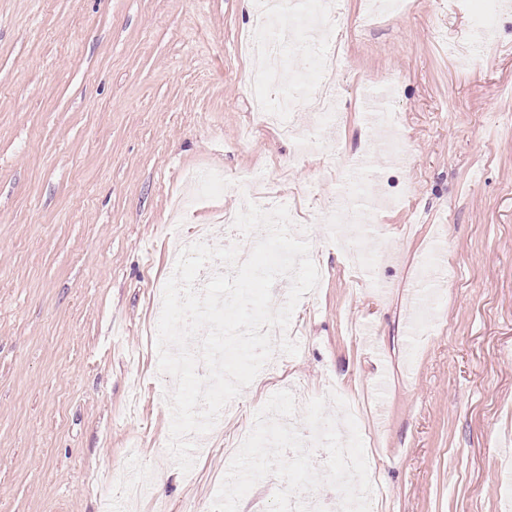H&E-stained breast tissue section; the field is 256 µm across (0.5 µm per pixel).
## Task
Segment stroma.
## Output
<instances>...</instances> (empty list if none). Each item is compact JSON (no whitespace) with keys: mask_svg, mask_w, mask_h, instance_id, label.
<instances>
[{"mask_svg":"<svg viewBox=\"0 0 512 512\" xmlns=\"http://www.w3.org/2000/svg\"><path fill=\"white\" fill-rule=\"evenodd\" d=\"M336 2L344 118L300 157L248 127L250 72L301 62L240 53L244 0H0V512H199L271 395L334 384L372 394L358 427L379 512L512 505V14L475 61L452 47L486 0H412L358 30L361 0ZM387 83L412 163L373 159L397 199L368 241L387 255L380 297L321 218L373 133L364 94ZM212 168L223 182L174 212L185 173ZM245 174L297 211L325 277L294 311L298 355L264 366L185 474L155 346L170 243L241 208ZM437 237L448 282L417 338L408 288Z\"/></svg>","mask_w":512,"mask_h":512,"instance_id":"obj_1","label":"stroma"}]
</instances>
